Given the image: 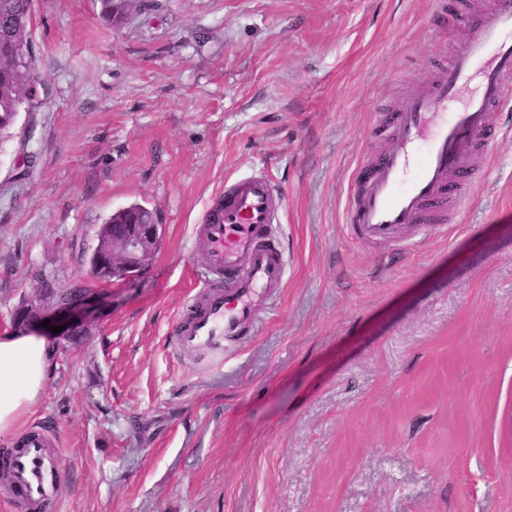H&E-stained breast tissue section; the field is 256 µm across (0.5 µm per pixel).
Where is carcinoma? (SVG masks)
I'll list each match as a JSON object with an SVG mask.
<instances>
[{
	"label": "carcinoma",
	"mask_w": 512,
	"mask_h": 512,
	"mask_svg": "<svg viewBox=\"0 0 512 512\" xmlns=\"http://www.w3.org/2000/svg\"><path fill=\"white\" fill-rule=\"evenodd\" d=\"M150 14L159 9L154 0H102V17L107 24H123L134 2ZM33 0H0V133L9 134L23 105L39 97V76L34 56L16 59L17 45L33 41Z\"/></svg>",
	"instance_id": "1"
}]
</instances>
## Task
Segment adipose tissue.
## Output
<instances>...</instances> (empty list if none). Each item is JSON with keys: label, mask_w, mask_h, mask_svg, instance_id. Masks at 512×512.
Instances as JSON below:
<instances>
[{"label": "adipose tissue", "mask_w": 512, "mask_h": 512, "mask_svg": "<svg viewBox=\"0 0 512 512\" xmlns=\"http://www.w3.org/2000/svg\"><path fill=\"white\" fill-rule=\"evenodd\" d=\"M53 349L43 336L0 337V436L12 433L41 396Z\"/></svg>", "instance_id": "1"}]
</instances>
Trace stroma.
<instances>
[{"label":"stroma","instance_id":"obj_1","mask_svg":"<svg viewBox=\"0 0 512 512\" xmlns=\"http://www.w3.org/2000/svg\"><path fill=\"white\" fill-rule=\"evenodd\" d=\"M34 0L47 95L0 140V335L46 267L93 289L39 402L0 436L59 439L57 512H512V112L453 228L355 238L375 133L499 0ZM281 198L285 286L224 362L176 351L195 227L236 180ZM132 204L162 226L139 277L86 255ZM102 17L111 27L123 24L127 17L128 11L134 2H139V7L144 13L152 14L153 11L159 9V4L155 1H136V0H102Z\"/></svg>","mask_w":512,"mask_h":512}]
</instances>
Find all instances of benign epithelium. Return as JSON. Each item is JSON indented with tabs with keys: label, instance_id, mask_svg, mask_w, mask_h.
<instances>
[{
	"label": "benign epithelium",
	"instance_id": "7a95c632",
	"mask_svg": "<svg viewBox=\"0 0 512 512\" xmlns=\"http://www.w3.org/2000/svg\"><path fill=\"white\" fill-rule=\"evenodd\" d=\"M161 225L153 214L136 210L127 212L125 223L112 227V238L98 250L100 262L94 274L104 282L126 280L142 274L157 254ZM95 305L93 294L86 290L63 298L50 290L38 289L34 298L26 299L12 311L13 325L20 330H34L44 320L52 326H65L60 336L69 339L76 331L87 337L93 321L86 313Z\"/></svg>",
	"mask_w": 512,
	"mask_h": 512
}]
</instances>
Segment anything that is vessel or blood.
Listing matches in <instances>:
<instances>
[{
	"label": "vessel or blood",
	"instance_id": "1",
	"mask_svg": "<svg viewBox=\"0 0 512 512\" xmlns=\"http://www.w3.org/2000/svg\"><path fill=\"white\" fill-rule=\"evenodd\" d=\"M512 99V5L501 4L461 41L445 69L413 93L392 120L393 145L363 171L348 224L366 240L403 241L412 224H445L449 194H461L491 151L485 130ZM278 200L260 175L240 179L205 212L193 249L205 275L171 334L178 351L223 360L228 343L276 300L286 264L274 237ZM54 435L28 434L0 459L10 497L24 512H53L61 488Z\"/></svg>",
	"mask_w": 512,
	"mask_h": 512
}]
</instances>
